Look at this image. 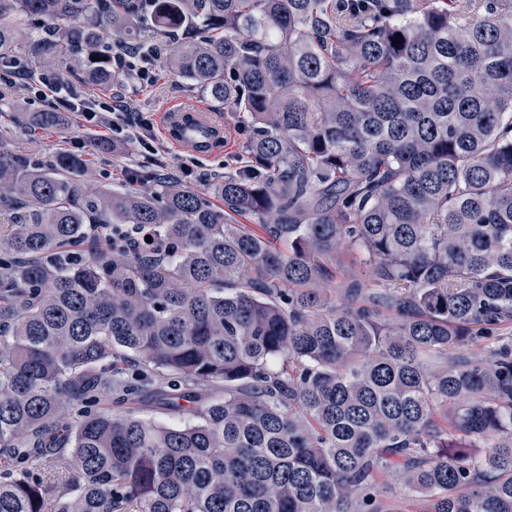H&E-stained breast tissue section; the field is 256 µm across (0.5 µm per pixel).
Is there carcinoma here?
I'll return each mask as SVG.
<instances>
[{
  "mask_svg": "<svg viewBox=\"0 0 512 512\" xmlns=\"http://www.w3.org/2000/svg\"><path fill=\"white\" fill-rule=\"evenodd\" d=\"M147 22L241 161L0 143V512H512V0H0V69L107 90ZM112 411L117 413H125L128 410L134 411L138 416L152 419L160 424L173 425L183 422H197V418L193 412L184 413L183 415L171 414L152 394H144L135 402L126 404L123 408H116L112 405Z\"/></svg>",
  "mask_w": 512,
  "mask_h": 512,
  "instance_id": "obj_1",
  "label": "carcinoma"
}]
</instances>
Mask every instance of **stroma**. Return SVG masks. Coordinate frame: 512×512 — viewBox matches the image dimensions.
<instances>
[{"label": "stroma", "instance_id": "obj_1", "mask_svg": "<svg viewBox=\"0 0 512 512\" xmlns=\"http://www.w3.org/2000/svg\"><path fill=\"white\" fill-rule=\"evenodd\" d=\"M172 51L171 45L160 46L155 60L159 78L154 86L143 88L132 79L114 84L113 89L127 102L131 119L152 117L167 106L181 104H205L206 99L186 81L169 71L166 60ZM52 107L51 97H42L37 87L28 86L25 80L15 79L13 74L0 70V143L33 155L41 161L49 160L59 150L86 153L94 163L96 175L94 186L119 188L127 184L129 170L149 167L152 170L166 168L174 179L185 187L202 191L223 176L227 167L233 166L241 157V148L246 133L234 113H223L222 118L233 134L229 150L199 157L187 151H177L162 145L156 159L147 153L134 150L131 145L117 143L101 146L97 132L82 126L73 114L56 128L17 127L11 115L15 112H42Z\"/></svg>", "mask_w": 512, "mask_h": 512}]
</instances>
